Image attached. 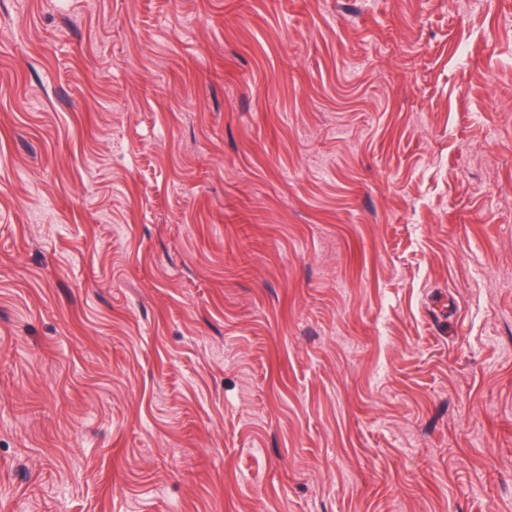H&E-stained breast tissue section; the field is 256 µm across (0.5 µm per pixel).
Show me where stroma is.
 Masks as SVG:
<instances>
[{"mask_svg":"<svg viewBox=\"0 0 512 512\" xmlns=\"http://www.w3.org/2000/svg\"><path fill=\"white\" fill-rule=\"evenodd\" d=\"M0 512H512V0H0Z\"/></svg>","mask_w":512,"mask_h":512,"instance_id":"35a3bbf8","label":"stroma"}]
</instances>
